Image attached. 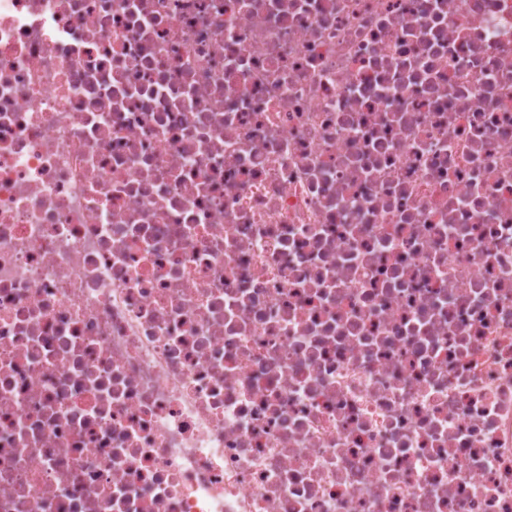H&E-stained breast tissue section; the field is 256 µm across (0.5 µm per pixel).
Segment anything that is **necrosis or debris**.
I'll return each mask as SVG.
<instances>
[{
  "instance_id": "necrosis-or-debris-1",
  "label": "necrosis or debris",
  "mask_w": 512,
  "mask_h": 512,
  "mask_svg": "<svg viewBox=\"0 0 512 512\" xmlns=\"http://www.w3.org/2000/svg\"><path fill=\"white\" fill-rule=\"evenodd\" d=\"M0 512H512V0H0Z\"/></svg>"
}]
</instances>
